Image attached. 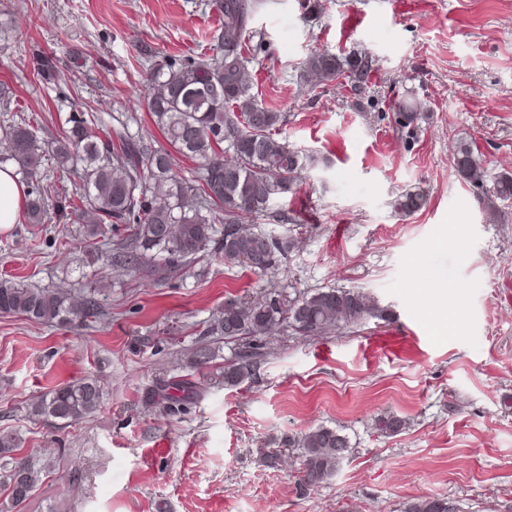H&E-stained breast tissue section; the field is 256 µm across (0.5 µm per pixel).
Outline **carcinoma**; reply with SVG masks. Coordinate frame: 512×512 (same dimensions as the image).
Here are the masks:
<instances>
[{"label": "carcinoma", "mask_w": 512, "mask_h": 512, "mask_svg": "<svg viewBox=\"0 0 512 512\" xmlns=\"http://www.w3.org/2000/svg\"><path fill=\"white\" fill-rule=\"evenodd\" d=\"M224 19L214 36L210 53L178 61L162 52L145 50L144 80L148 85L147 107L169 147L152 148L130 133L123 124L105 133L93 108L74 112L69 127L51 144L42 138V119L13 111L14 92L0 83V167L12 164L27 181L25 217L30 224L44 223L49 200L47 188L60 172L80 174L79 204L71 207L61 199L57 211L85 221L86 238L95 240L109 225H124L127 235L113 250L131 262V269L147 267L162 276L178 263L212 251L226 266H240L261 276L274 274L279 258L294 250V240L277 238L251 228L254 215L268 214L275 220L286 213L272 206L295 193L307 171L324 163L313 152L302 151L278 137L283 115L258 100L248 75L250 58L244 53L250 20L267 5L266 0H211ZM372 68L367 53L336 55L310 52L300 63V80L312 81L315 89L324 82L360 87ZM33 74L49 84L60 79L53 55L39 54ZM398 124L413 134L422 120L417 105L395 103ZM197 164L191 176L174 172L173 154ZM456 173L483 189L489 214L499 215L496 202L512 201V171L488 172L474 147L459 141L452 152ZM491 188H486V183ZM426 204L422 189L408 190L393 202L395 214L407 218ZM224 225L219 229L218 225ZM94 288L75 303L71 295L23 283L0 284V313L18 314L45 324L85 322L101 315ZM280 294L270 289L257 296L224 301V310L211 332L248 346L224 365V385L236 387L256 374L257 343L272 339L288 327L301 336H323L339 329L363 325L371 319H386V309L367 293L353 288H318L288 301V316L276 307ZM215 352L202 346L189 359L194 369L208 365ZM196 383L161 380L145 392L148 407L170 409L198 396ZM104 394L92 377L58 384L31 406L34 417L49 418L61 426L76 425L102 407ZM404 418L394 414L375 420L381 435L406 429ZM298 460V486L312 490L327 483L352 453V442L340 427L319 425L288 439ZM17 437L0 433V468L4 483L16 505L30 501L51 464H39L16 456ZM403 512H448V499L422 497L409 501Z\"/></svg>", "instance_id": "carcinoma-1"}]
</instances>
